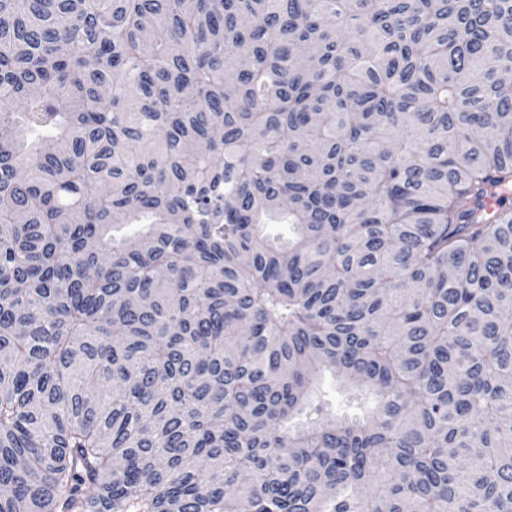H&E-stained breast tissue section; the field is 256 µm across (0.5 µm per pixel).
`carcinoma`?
I'll use <instances>...</instances> for the list:
<instances>
[{
    "mask_svg": "<svg viewBox=\"0 0 512 512\" xmlns=\"http://www.w3.org/2000/svg\"><path fill=\"white\" fill-rule=\"evenodd\" d=\"M0 486L512 512V0H0ZM320 393L328 394L336 402V414L346 413L350 416L356 415L362 417L364 412L371 407V402H367L366 405L361 409H350L345 405L347 393L345 387L339 382V380L331 373L327 372L323 375L318 390L312 395V399H316V396Z\"/></svg>",
    "mask_w": 512,
    "mask_h": 512,
    "instance_id": "carcinoma-1",
    "label": "carcinoma"
}]
</instances>
